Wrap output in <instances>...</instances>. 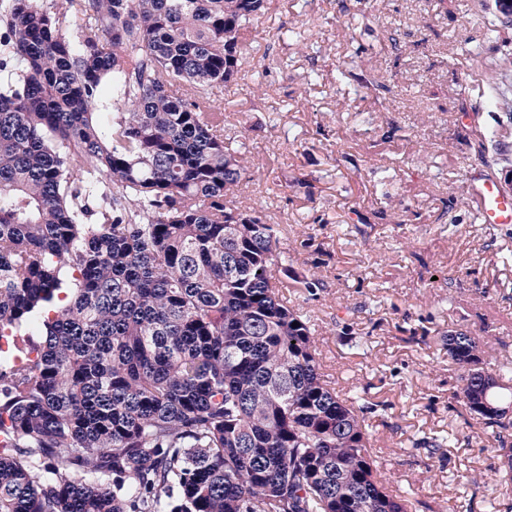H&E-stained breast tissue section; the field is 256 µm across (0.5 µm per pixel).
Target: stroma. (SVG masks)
Instances as JSON below:
<instances>
[{
    "label": "stroma",
    "instance_id": "stroma-1",
    "mask_svg": "<svg viewBox=\"0 0 512 512\" xmlns=\"http://www.w3.org/2000/svg\"><path fill=\"white\" fill-rule=\"evenodd\" d=\"M492 4L274 0L218 98L288 304L322 372L368 404L372 455L410 512H512L507 460L458 403L445 345L463 331L486 368L512 364V226L474 221L465 186L481 165L512 177V110L486 103L500 82L512 100V22L486 36ZM469 110L477 123L458 125ZM484 130L498 137L483 151ZM424 436L448 443L415 447Z\"/></svg>",
    "mask_w": 512,
    "mask_h": 512
}]
</instances>
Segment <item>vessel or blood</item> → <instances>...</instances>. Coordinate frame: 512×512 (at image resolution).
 I'll list each match as a JSON object with an SVG mask.
<instances>
[{"instance_id":"obj_1","label":"vessel or blood","mask_w":512,"mask_h":512,"mask_svg":"<svg viewBox=\"0 0 512 512\" xmlns=\"http://www.w3.org/2000/svg\"><path fill=\"white\" fill-rule=\"evenodd\" d=\"M468 196L476 218L483 224H512V186L502 182L491 171L477 168L471 171Z\"/></svg>"}]
</instances>
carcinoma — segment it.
I'll return each mask as SVG.
<instances>
[{
	"label": "carcinoma",
	"instance_id": "cac0c4a2",
	"mask_svg": "<svg viewBox=\"0 0 512 512\" xmlns=\"http://www.w3.org/2000/svg\"><path fill=\"white\" fill-rule=\"evenodd\" d=\"M269 0H0V512H408L325 379L214 91ZM297 326H292V323ZM448 335L472 417L512 387Z\"/></svg>",
	"mask_w": 512,
	"mask_h": 512
}]
</instances>
